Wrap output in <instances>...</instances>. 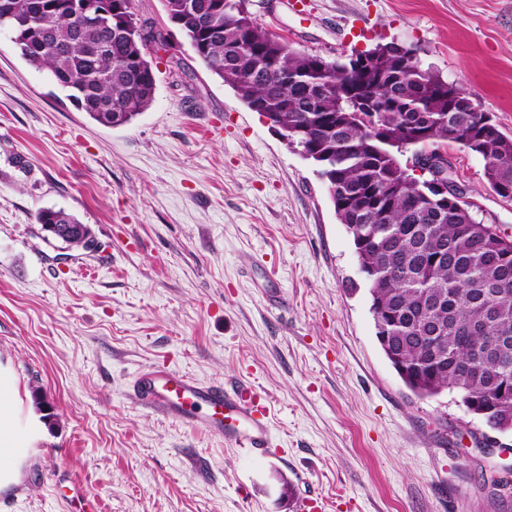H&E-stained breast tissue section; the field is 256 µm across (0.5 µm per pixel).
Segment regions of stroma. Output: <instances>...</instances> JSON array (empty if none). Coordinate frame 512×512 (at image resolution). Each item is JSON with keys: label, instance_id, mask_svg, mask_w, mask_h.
Wrapping results in <instances>:
<instances>
[{"label": "stroma", "instance_id": "obj_1", "mask_svg": "<svg viewBox=\"0 0 512 512\" xmlns=\"http://www.w3.org/2000/svg\"><path fill=\"white\" fill-rule=\"evenodd\" d=\"M270 32L326 59L391 41L512 136V0H248ZM162 41L157 89L106 127L0 32V367L29 453L0 512H512L489 498L487 426L459 396L422 398L380 347L352 238L315 165L209 73L162 0H134ZM448 158L479 215L512 235V200L483 159ZM64 209L92 251L45 242ZM165 365L211 384L249 380L272 432L261 456L139 403ZM37 221L41 224L42 230L47 234L46 224H69L68 228L58 229L55 235L57 238H65L67 240L73 239L78 236L79 239L83 238V229L81 226H74L81 224L80 221L71 213L64 209H43L37 215Z\"/></svg>", "mask_w": 512, "mask_h": 512}]
</instances>
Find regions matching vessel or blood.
Returning <instances> with one entry per match:
<instances>
[{
	"mask_svg": "<svg viewBox=\"0 0 512 512\" xmlns=\"http://www.w3.org/2000/svg\"><path fill=\"white\" fill-rule=\"evenodd\" d=\"M133 392L142 405L160 409L174 421L229 440L253 454H265L271 445L266 408L246 383L207 385L187 373L154 366L136 375Z\"/></svg>",
	"mask_w": 512,
	"mask_h": 512,
	"instance_id": "1",
	"label": "vessel or blood"
}]
</instances>
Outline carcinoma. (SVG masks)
I'll return each mask as SVG.
<instances>
[{
    "instance_id": "obj_1",
    "label": "carcinoma",
    "mask_w": 512,
    "mask_h": 512,
    "mask_svg": "<svg viewBox=\"0 0 512 512\" xmlns=\"http://www.w3.org/2000/svg\"><path fill=\"white\" fill-rule=\"evenodd\" d=\"M0 28L30 64L46 69L67 97L107 127L129 123L152 104L156 79L146 58L155 39L133 0H119L108 24L81 26L82 0H3ZM197 59L252 111L287 138L313 145L310 159L351 234L369 284L375 335L389 361L421 396L444 391L492 430L512 433V239L479 220L473 204L430 200L426 179L399 161L400 147L448 142L484 160L489 188L512 187V138L485 112L448 111V82L420 60L371 51L386 73L372 90L375 112L336 90L348 56L327 60L299 51L253 17L247 0H163ZM41 225L77 224L63 209H43Z\"/></svg>"
}]
</instances>
